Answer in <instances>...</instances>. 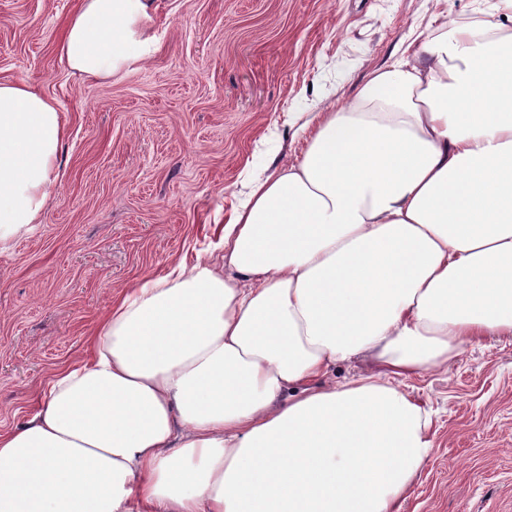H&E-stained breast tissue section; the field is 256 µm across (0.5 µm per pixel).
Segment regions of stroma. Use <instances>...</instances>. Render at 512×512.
Wrapping results in <instances>:
<instances>
[{"instance_id": "stroma-1", "label": "stroma", "mask_w": 512, "mask_h": 512, "mask_svg": "<svg viewBox=\"0 0 512 512\" xmlns=\"http://www.w3.org/2000/svg\"><path fill=\"white\" fill-rule=\"evenodd\" d=\"M79 4L0 0V80L54 99L66 128L57 196L0 251V433L86 355L126 285L204 255L247 174L300 158L290 115L350 103L415 28L498 0H154V51L109 79L60 58ZM402 384L433 413L434 453L399 512H512V337Z\"/></svg>"}]
</instances>
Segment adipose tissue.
I'll return each mask as SVG.
<instances>
[{
	"label": "adipose tissue",
	"mask_w": 512,
	"mask_h": 512,
	"mask_svg": "<svg viewBox=\"0 0 512 512\" xmlns=\"http://www.w3.org/2000/svg\"><path fill=\"white\" fill-rule=\"evenodd\" d=\"M151 0H82L60 57H148ZM251 176L224 257L133 284L0 434V512H397L434 451L396 380L512 336V32H418ZM55 100L0 82V251L58 192ZM375 370L337 384L332 366Z\"/></svg>",
	"instance_id": "adipose-tissue-1"
}]
</instances>
